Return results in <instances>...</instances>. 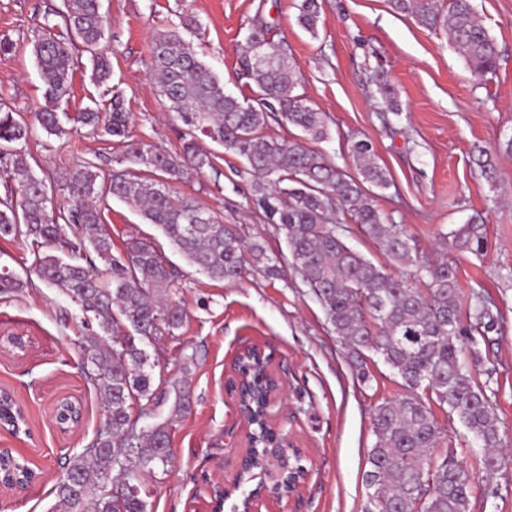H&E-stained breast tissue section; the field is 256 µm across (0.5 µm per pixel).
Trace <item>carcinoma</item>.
Instances as JSON below:
<instances>
[{"instance_id":"1","label":"carcinoma","mask_w":512,"mask_h":512,"mask_svg":"<svg viewBox=\"0 0 512 512\" xmlns=\"http://www.w3.org/2000/svg\"><path fill=\"white\" fill-rule=\"evenodd\" d=\"M394 10L413 16L422 26L442 29L448 43L479 75L496 71L499 51L472 0H390ZM300 26L314 35L320 22L318 0H302ZM101 0H62L31 29L26 41L45 76V106L27 116L0 103V180L7 188L0 199V238L24 239L33 246L31 267L41 281L58 288L82 314L81 349L88 376L101 397L105 422L91 448L75 456L55 487L65 512H148L142 482L169 462L167 424L137 429L133 403L155 400L153 365L142 344L182 328L185 313L169 299L177 270L146 239H131L126 251L112 253L105 227L109 200L136 208L199 272L217 281H235L251 270L283 279L281 258L263 243L249 245L236 226L224 224L194 197L172 192L168 181L195 171L216 169L218 155L199 145L205 136L244 159L242 172L252 177L251 198L267 223L274 225L291 257V266L322 305L336 339L365 383L374 355L400 378L403 393L373 406L376 441L368 455L365 512H471L474 474L448 449L437 453L443 429L432 405L448 408L487 448L482 478L512 462L498 452L501 439L490 388L494 370L480 383L466 356L472 345L499 333L500 316L492 303L478 299L463 326L456 268L446 261L418 256L416 243L402 225L382 215L363 184L388 185L375 161L371 142L359 140L352 155L361 179L348 175L299 139H279L265 132L267 120L279 116L303 137L327 136L324 114L311 108L298 92L301 79L286 49L266 38L262 29L249 37L241 59L244 75L257 91L247 100L224 91V83L176 29L155 36L150 79L183 123L180 150L146 147L133 139L131 112L125 97L111 93L112 62L99 51L109 30ZM88 54L90 81L110 94L103 106L70 118L58 111L72 93V76ZM78 124L85 135L111 137L124 143L125 167L98 181L97 164H82L58 186L36 176L19 145L35 128L60 137ZM476 164L496 185V169L477 146ZM62 192L67 202L55 200ZM342 212L392 259L416 267L428 279L422 293L403 278L350 248ZM483 225L471 221L452 232L456 246L480 255L485 249ZM104 266L108 278L99 276ZM15 272L0 266V293L26 287ZM249 374L247 394L253 407L262 405L270 387L250 358L240 364ZM250 437L251 450L262 453L277 433L261 418ZM0 473L24 476L23 464L0 455Z\"/></svg>"}]
</instances>
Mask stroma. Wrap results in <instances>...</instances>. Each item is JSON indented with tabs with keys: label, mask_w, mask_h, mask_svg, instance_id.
Instances as JSON below:
<instances>
[{
	"label": "stroma",
	"mask_w": 512,
	"mask_h": 512,
	"mask_svg": "<svg viewBox=\"0 0 512 512\" xmlns=\"http://www.w3.org/2000/svg\"><path fill=\"white\" fill-rule=\"evenodd\" d=\"M300 0H102L111 28L102 47L112 55V89L129 102L136 141L178 150L182 123L170 112L149 77L153 39L191 16L200 25L191 41L224 83L244 99L255 91L242 75L240 59L249 35L266 26L283 42L301 75V90L324 113L328 136L313 148L348 173L356 167L355 141L367 140L389 185L373 189L377 207L404 225L421 254L445 259L457 270L462 312L475 295L491 297L503 318L493 343L477 344L481 356L471 370L482 377L485 363L497 368V406L502 446L512 453V0H475L495 37V77L472 72L448 44L444 30L431 31L395 12L388 0H319L318 37L298 23ZM61 0H0V38L17 41L0 56V100L29 113L44 106V83L22 34ZM391 94L382 96L380 83ZM483 146L497 171L491 189L472 154ZM36 174L57 184L89 158L101 176L116 169L122 146L109 137L61 138L36 132L24 145ZM242 159L224 152L216 169L172 182L173 190L196 198L245 240L286 255L283 236L266 224L251 202ZM482 219L486 249L476 256L458 250L455 229ZM113 254L131 239L153 242L178 270L170 297L186 314L183 328L148 344L157 359L153 388L157 403L133 406L140 428L167 423L171 458L147 479L149 512H211L206 480L232 482L248 448L251 427L225 389L238 354L259 347L273 356L281 400L269 422L289 436L304 456L309 476L284 512H362L368 489L364 474L375 437L371 410L380 398L402 391L382 361L370 364L361 384L344 359L321 304L300 276L287 280L256 274L235 283L196 271L155 225L114 199L105 214ZM31 246L0 239V265L28 280L14 294H0V389L23 405L28 431L0 432V448L24 456L39 475L25 492L0 491V512H60L54 487L69 459L79 455L103 425L101 398L83 373L80 312L58 289L31 276ZM189 397L180 417L170 415L174 386ZM80 405L77 429L60 432L53 419L58 399ZM434 413L446 435L441 449H454L462 464L478 471L483 450L445 409ZM471 512H512V465L482 482Z\"/></svg>",
	"instance_id": "1"
}]
</instances>
